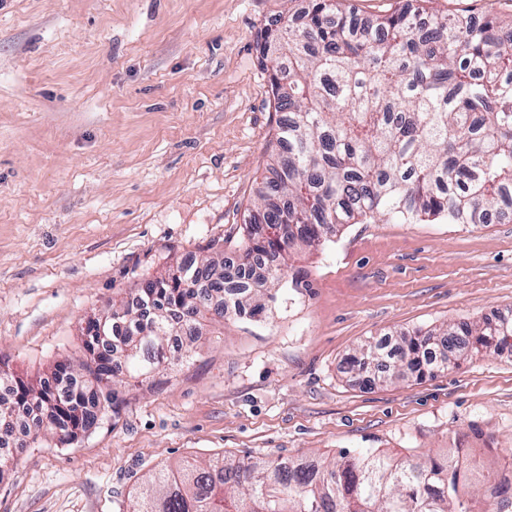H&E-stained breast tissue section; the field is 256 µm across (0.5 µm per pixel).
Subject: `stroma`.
Instances as JSON below:
<instances>
[{
  "mask_svg": "<svg viewBox=\"0 0 512 512\" xmlns=\"http://www.w3.org/2000/svg\"><path fill=\"white\" fill-rule=\"evenodd\" d=\"M307 0H0V361L50 377L82 322L185 257L231 254L277 112L258 32ZM512 18V0H433ZM268 321L205 322L197 354L65 447L15 449L0 512H127L153 469L377 448L512 460V348L366 387L361 344L512 314V222L348 224L292 251ZM481 436H474L473 428Z\"/></svg>",
  "mask_w": 512,
  "mask_h": 512,
  "instance_id": "1",
  "label": "stroma"
}]
</instances>
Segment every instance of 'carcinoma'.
<instances>
[{
    "instance_id": "obj_1",
    "label": "carcinoma",
    "mask_w": 512,
    "mask_h": 512,
    "mask_svg": "<svg viewBox=\"0 0 512 512\" xmlns=\"http://www.w3.org/2000/svg\"><path fill=\"white\" fill-rule=\"evenodd\" d=\"M346 0H308L257 35L273 108L275 176L266 180L240 248L189 257L144 281L82 328L86 359L29 382L0 363V441L40 410L33 435L69 445L112 410L117 380L148 378L172 338L200 319L260 318L265 285L285 277L290 250L320 245L346 224H484L512 219V21L451 17L404 4L361 21ZM512 346V315L415 328L387 347L361 346L348 366L369 385L445 372L469 354ZM454 354L449 359L448 354ZM129 512H512V487L485 485L484 463L456 453L395 459L342 453L312 471L291 461H185L148 475Z\"/></svg>"
}]
</instances>
